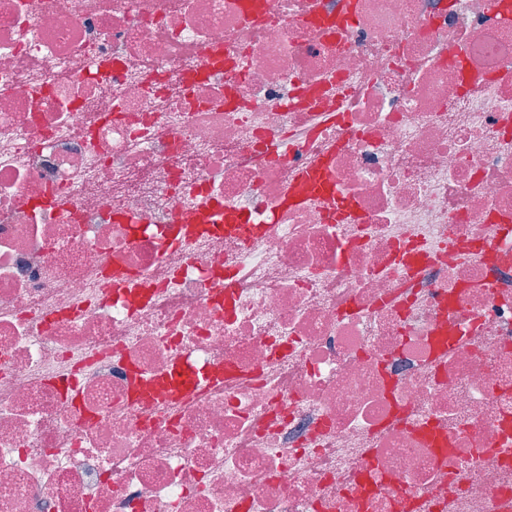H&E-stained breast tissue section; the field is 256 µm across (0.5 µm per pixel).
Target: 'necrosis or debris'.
<instances>
[{"label":"necrosis or debris","instance_id":"necrosis-or-debris-1","mask_svg":"<svg viewBox=\"0 0 512 512\" xmlns=\"http://www.w3.org/2000/svg\"><path fill=\"white\" fill-rule=\"evenodd\" d=\"M501 0H0V512H512Z\"/></svg>","mask_w":512,"mask_h":512}]
</instances>
